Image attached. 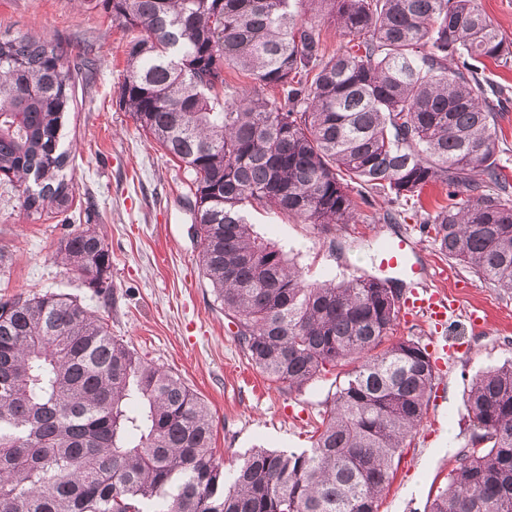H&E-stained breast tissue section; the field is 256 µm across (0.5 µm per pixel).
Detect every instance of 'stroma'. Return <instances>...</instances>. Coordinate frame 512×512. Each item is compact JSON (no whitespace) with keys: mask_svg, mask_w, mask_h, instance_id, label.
<instances>
[{"mask_svg":"<svg viewBox=\"0 0 512 512\" xmlns=\"http://www.w3.org/2000/svg\"><path fill=\"white\" fill-rule=\"evenodd\" d=\"M19 33L58 37L74 65L76 102L62 139L73 203L62 214L27 211L17 183L0 176V298L56 292L80 299L113 336L179 375L208 404L215 456L225 469L254 448L289 453L310 447L336 374L290 389L250 365L202 273L186 202L189 172L119 104L125 49L135 30L86 0H0V35ZM485 75L501 89L490 98L497 112V163L512 184V63L488 61ZM449 201L447 189L428 187L406 211L371 194L360 202L356 223L327 227L269 211L249 214L254 231L281 247L311 282L369 271L380 240L412 236L436 286L461 302L462 316L440 329L398 313L393 339L429 349L447 337L462 341L464 350L451 368L437 372L426 414L394 465L379 512H426L469 442L461 423L469 384L483 370L512 364V291L480 281L425 232ZM389 214L397 223H386ZM89 225L112 256V288L103 296L57 253L60 239ZM474 305L484 318L475 328L465 317Z\"/></svg>","mask_w":512,"mask_h":512,"instance_id":"1","label":"stroma"}]
</instances>
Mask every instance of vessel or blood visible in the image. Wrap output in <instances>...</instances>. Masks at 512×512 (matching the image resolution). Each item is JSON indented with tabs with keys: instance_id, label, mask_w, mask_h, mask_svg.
Listing matches in <instances>:
<instances>
[{
	"instance_id": "vessel-or-blood-1",
	"label": "vessel or blood",
	"mask_w": 512,
	"mask_h": 512,
	"mask_svg": "<svg viewBox=\"0 0 512 512\" xmlns=\"http://www.w3.org/2000/svg\"><path fill=\"white\" fill-rule=\"evenodd\" d=\"M372 265L374 269L395 275L402 282L406 289L404 306L409 312L425 316L438 327L456 314V300L430 288L427 266L421 261L417 245L410 237L396 235L382 241Z\"/></svg>"
}]
</instances>
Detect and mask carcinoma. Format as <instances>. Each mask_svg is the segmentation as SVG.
Segmentation results:
<instances>
[{
    "label": "carcinoma",
    "mask_w": 512,
    "mask_h": 512,
    "mask_svg": "<svg viewBox=\"0 0 512 512\" xmlns=\"http://www.w3.org/2000/svg\"><path fill=\"white\" fill-rule=\"evenodd\" d=\"M95 6L140 31L119 102L192 174L202 271L252 365L290 389L353 369L327 396L310 449L254 448L228 474L208 405L176 374L66 294L0 299V512H378L434 366L414 341L383 346L400 303L387 281L308 282L248 213L352 224L355 188L407 202L430 184L451 197L465 189L430 233L443 254L512 290V201L478 78L484 60L512 52L478 0ZM323 23L349 44L326 53ZM229 70L260 90L221 98ZM73 96L63 42L0 38V171L29 210L70 206L59 139ZM477 169L498 192L479 191ZM58 253L89 287H111L94 227ZM464 406L470 447L427 512H512V365L478 374Z\"/></svg>",
    "instance_id": "cac0c4a2"
}]
</instances>
